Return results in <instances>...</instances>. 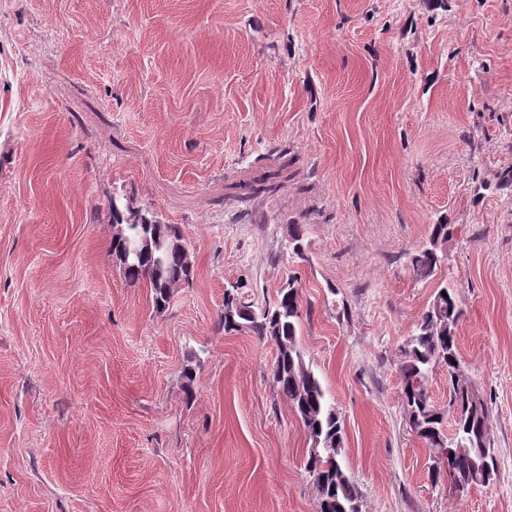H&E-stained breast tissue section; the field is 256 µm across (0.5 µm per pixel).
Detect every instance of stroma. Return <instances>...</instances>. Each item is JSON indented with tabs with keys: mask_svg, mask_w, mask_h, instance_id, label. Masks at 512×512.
Returning <instances> with one entry per match:
<instances>
[{
	"mask_svg": "<svg viewBox=\"0 0 512 512\" xmlns=\"http://www.w3.org/2000/svg\"><path fill=\"white\" fill-rule=\"evenodd\" d=\"M510 171L512 0H0V512H318L274 344L220 324L290 280L362 512H512ZM115 198L190 249L163 310ZM442 281L497 460L464 490L401 400ZM450 224H433L430 235V246H423L408 254V264L414 275L419 281L431 279L441 265V258L437 254V248L434 240L437 238L447 239L450 235Z\"/></svg>",
	"mask_w": 512,
	"mask_h": 512,
	"instance_id": "1",
	"label": "stroma"
}]
</instances>
